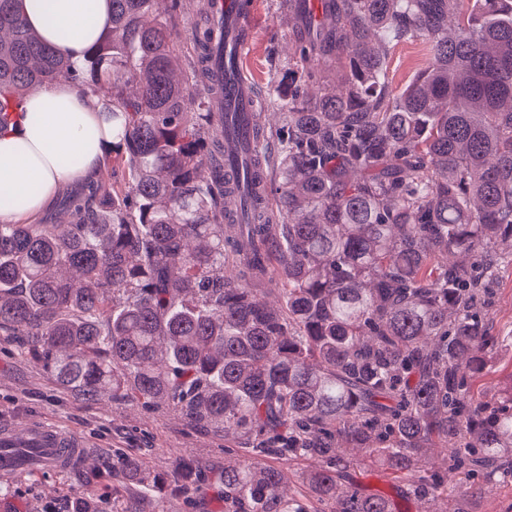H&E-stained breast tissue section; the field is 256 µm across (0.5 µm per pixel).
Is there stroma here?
<instances>
[{
    "mask_svg": "<svg viewBox=\"0 0 512 512\" xmlns=\"http://www.w3.org/2000/svg\"><path fill=\"white\" fill-rule=\"evenodd\" d=\"M254 32L243 65L264 102L276 96L279 81L307 79V67L289 38L284 0H252ZM427 50L419 39L393 43L388 56V91L396 95L426 66ZM38 422L77 435L87 443L82 465L17 473L0 482V501L13 502L16 512H66L75 497H90L100 512H112V496L120 494L129 512H150L148 493L129 486L115 467L117 453L143 460L154 473L167 474L176 460L202 464L207 478L192 493L171 486L167 512H224V488L214 482L224 468V439L206 428L187 423L168 409H148L112 402H95L59 388L39 365L22 357L15 343L0 341V423L24 431Z\"/></svg>",
    "mask_w": 512,
    "mask_h": 512,
    "instance_id": "35a3bbf8",
    "label": "stroma"
}]
</instances>
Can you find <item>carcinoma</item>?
<instances>
[{"label":"carcinoma","mask_w":512,"mask_h":512,"mask_svg":"<svg viewBox=\"0 0 512 512\" xmlns=\"http://www.w3.org/2000/svg\"><path fill=\"white\" fill-rule=\"evenodd\" d=\"M209 2L183 32L161 20L179 0H112L76 65L0 0V130L36 86H106L124 172L67 199L66 224H0V335L62 389L223 435L224 512H469L438 470L512 483V374L482 386L512 268V0H288L313 88L276 99L272 150L254 113L255 223L234 239ZM415 37L428 65L392 97L385 44ZM338 66L342 89L317 87ZM285 460L326 468L292 486ZM361 465L407 484L368 492ZM122 470L185 492L200 472ZM495 303L490 316L496 331L512 328V269L505 270L494 284Z\"/></svg>","instance_id":"obj_1"}]
</instances>
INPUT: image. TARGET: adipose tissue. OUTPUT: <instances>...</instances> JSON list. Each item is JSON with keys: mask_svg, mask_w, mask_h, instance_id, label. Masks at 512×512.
Returning a JSON list of instances; mask_svg holds the SVG:
<instances>
[{"mask_svg": "<svg viewBox=\"0 0 512 512\" xmlns=\"http://www.w3.org/2000/svg\"><path fill=\"white\" fill-rule=\"evenodd\" d=\"M25 20L55 53L81 60L106 29L110 0H24ZM0 134V223L38 219L66 188L96 183L112 125L68 80L33 89Z\"/></svg>", "mask_w": 512, "mask_h": 512, "instance_id": "ef3b65f1", "label": "adipose tissue"}]
</instances>
